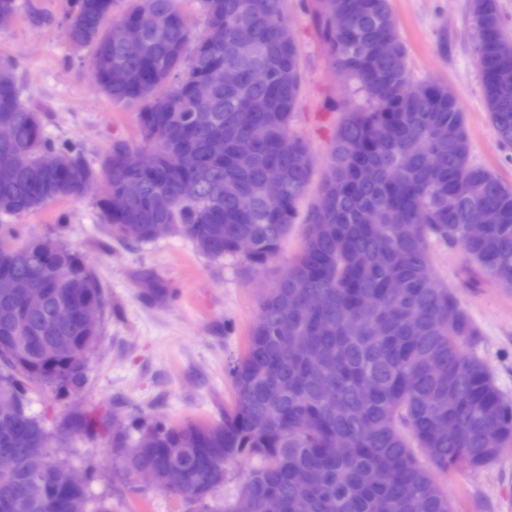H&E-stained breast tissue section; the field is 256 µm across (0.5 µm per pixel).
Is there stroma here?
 <instances>
[{"instance_id":"35a3bbf8","label":"stroma","mask_w":512,"mask_h":512,"mask_svg":"<svg viewBox=\"0 0 512 512\" xmlns=\"http://www.w3.org/2000/svg\"><path fill=\"white\" fill-rule=\"evenodd\" d=\"M17 4L13 25L0 33V55L15 58L20 96L40 107L45 135L79 144L94 164L114 143H137L136 108L99 91L91 49L74 50L67 38L68 0ZM469 4L391 0L412 80L435 81L453 92L465 114L472 161L512 184V155L483 107ZM285 7L303 75L291 132L321 165L341 118L335 103L353 91L326 61L313 0H285ZM104 190L100 183L80 198L14 220L21 233L61 237L87 259L104 289L101 336L88 357L84 385L54 391L29 383L31 409L56 433L52 446L60 462L93 470L90 489L112 512H189L187 504L151 487L130 494L97 420L124 424L138 414L174 424L219 421L234 396L227 364L244 353L257 300L287 272L303 227L294 226L279 256L262 269L239 256L210 259L182 237L123 246L104 230L97 207ZM431 251L434 274L456 289L480 328L474 352L512 398V292L468 264L460 248L436 244ZM444 481L457 512H512V447L494 464L459 467Z\"/></svg>"}]
</instances>
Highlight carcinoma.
Returning a JSON list of instances; mask_svg holds the SVG:
<instances>
[{"mask_svg":"<svg viewBox=\"0 0 512 512\" xmlns=\"http://www.w3.org/2000/svg\"><path fill=\"white\" fill-rule=\"evenodd\" d=\"M115 0H70L66 31L72 47L98 60L97 86L110 100L138 110L140 143H115L93 167L74 143L43 133L41 112L21 101L16 64L0 57V120L13 138L0 142V216H19L80 197L83 183L103 178L98 201L112 239L154 240V225L189 239L213 260L237 256L253 268L280 252L298 217L314 160L291 125L302 90L298 45L284 0H200L205 27L195 31L178 0H129L105 25ZM17 0H0V31L14 23ZM315 17L331 67L350 74L362 102L337 104V127L304 242L258 301L243 355L228 372L231 407L213 424H167L134 418L109 434L116 463L133 494L155 489L192 512H234L214 493L231 465L252 462L238 493L253 512H454L439 479L466 465L493 464L512 445V399L503 395L483 359L464 352L480 335L455 289L432 271L431 244L458 246L497 286L512 289V184L471 160L463 112L442 84L413 82L390 0H315ZM474 54L482 98L498 141L512 148V38L499 0H471ZM142 39L126 52L127 34ZM237 72L226 85L219 74ZM211 110L192 117L193 102ZM267 130L242 155L238 144ZM191 154L195 168L176 163ZM282 173L281 209L265 206L268 169ZM191 180L196 195L186 199ZM488 215L479 237L468 235L472 211ZM23 276L50 290L30 307L10 287ZM398 280L403 288L392 292ZM95 272L68 245L49 236H22L0 224V512H111L90 487L70 484L48 432L30 408L26 383L77 390L86 351L100 327L78 318L55 320V308L102 297ZM307 343L284 348L279 326ZM33 478L45 485L25 495Z\"/></svg>","mask_w":512,"mask_h":512,"instance_id":"carcinoma-1","label":"carcinoma"}]
</instances>
